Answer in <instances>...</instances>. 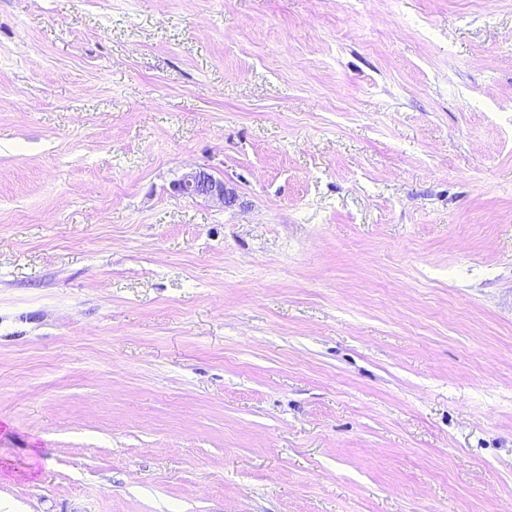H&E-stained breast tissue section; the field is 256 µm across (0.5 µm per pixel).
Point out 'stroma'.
Instances as JSON below:
<instances>
[{
  "label": "stroma",
  "mask_w": 512,
  "mask_h": 512,
  "mask_svg": "<svg viewBox=\"0 0 512 512\" xmlns=\"http://www.w3.org/2000/svg\"><path fill=\"white\" fill-rule=\"evenodd\" d=\"M0 512H512V0H0ZM173 187L185 197H204L222 206L232 205L237 200L234 188L228 187L224 179L216 178L204 169H191L185 172Z\"/></svg>",
  "instance_id": "1"
}]
</instances>
